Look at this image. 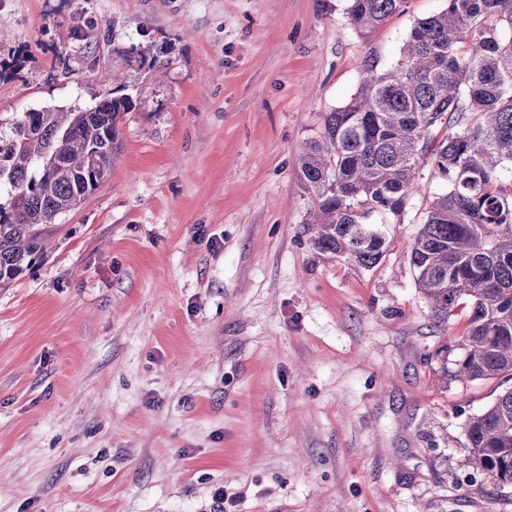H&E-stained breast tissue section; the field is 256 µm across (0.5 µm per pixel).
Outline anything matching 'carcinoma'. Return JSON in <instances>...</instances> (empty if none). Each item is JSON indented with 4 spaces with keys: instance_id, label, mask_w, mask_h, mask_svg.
I'll return each mask as SVG.
<instances>
[{
    "instance_id": "carcinoma-1",
    "label": "carcinoma",
    "mask_w": 512,
    "mask_h": 512,
    "mask_svg": "<svg viewBox=\"0 0 512 512\" xmlns=\"http://www.w3.org/2000/svg\"><path fill=\"white\" fill-rule=\"evenodd\" d=\"M367 32L406 0H349ZM127 95L88 110L25 112L0 131V284L44 254V226L76 208L110 175L121 148ZM473 122L464 123L466 115ZM460 128L430 140L431 129ZM432 159L446 190L435 196L408 245L417 287L445 319L461 299L469 330L454 378L512 379V0H448L415 22L398 62L364 77L345 105L326 113L298 155L313 199L317 248L370 268L385 239L372 215L404 214L420 160ZM472 467L512 487V388L467 427Z\"/></svg>"
}]
</instances>
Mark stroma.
Instances as JSON below:
<instances>
[{
	"label": "stroma",
	"instance_id": "1",
	"mask_svg": "<svg viewBox=\"0 0 512 512\" xmlns=\"http://www.w3.org/2000/svg\"><path fill=\"white\" fill-rule=\"evenodd\" d=\"M447 6L361 32L348 0H0V128L135 103L109 178L0 285V512H512L468 464L506 386L452 376L469 309L438 319L407 251L431 159L371 268L315 246L298 176L364 60Z\"/></svg>",
	"mask_w": 512,
	"mask_h": 512
}]
</instances>
